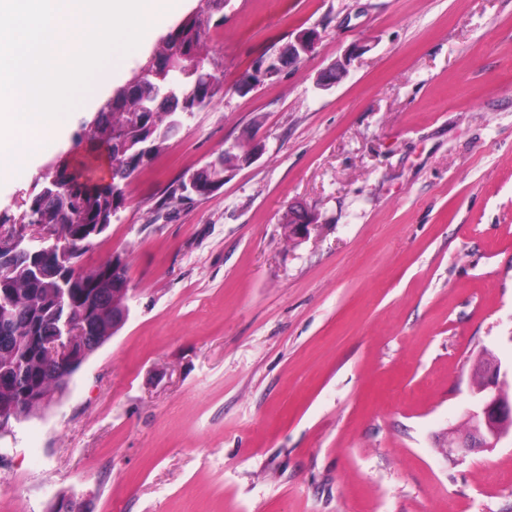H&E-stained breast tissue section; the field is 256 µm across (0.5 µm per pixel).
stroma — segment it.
Returning <instances> with one entry per match:
<instances>
[{
    "label": "stroma",
    "instance_id": "1",
    "mask_svg": "<svg viewBox=\"0 0 512 512\" xmlns=\"http://www.w3.org/2000/svg\"><path fill=\"white\" fill-rule=\"evenodd\" d=\"M206 46L223 94L81 259L124 258L131 314L0 435V512H512L511 439L445 454L481 352L512 370V0H228ZM90 123L0 182V213L50 168L107 182ZM250 137L212 195L171 197ZM318 40V33L313 29L300 31L293 41L288 42L279 52L278 57L269 61L263 68L260 66V73L267 75V70L271 72L282 69L283 63L288 62V67L294 65L302 59V55L309 54ZM314 215L301 205H291L288 209V237L302 241L309 235L310 228L315 224Z\"/></svg>",
    "mask_w": 512,
    "mask_h": 512
}]
</instances>
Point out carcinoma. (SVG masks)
<instances>
[{"instance_id": "carcinoma-1", "label": "carcinoma", "mask_w": 512, "mask_h": 512, "mask_svg": "<svg viewBox=\"0 0 512 512\" xmlns=\"http://www.w3.org/2000/svg\"><path fill=\"white\" fill-rule=\"evenodd\" d=\"M225 0H202L184 16L139 68L165 75L162 84L183 106L145 111L136 89H117L91 124V140L105 148L112 165L123 167L106 186L90 187L81 175L57 168L43 177L42 189L23 200L19 217L0 215V227L26 224L33 212L50 226L59 252L50 258L25 250V242L8 234L0 242V415L16 422L29 417L64 389L73 373L59 354L68 344L77 350L92 337L112 336L126 292L127 267L115 255L85 269L80 258L125 206V183L141 168L136 155L140 137H150L162 153L193 100L209 102L224 93L211 72L204 50L214 15ZM252 152H220L201 170L198 195L208 196L224 184L226 167Z\"/></svg>"}]
</instances>
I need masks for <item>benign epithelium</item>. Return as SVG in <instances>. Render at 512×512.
Here are the masks:
<instances>
[{"label": "benign epithelium", "mask_w": 512, "mask_h": 512, "mask_svg": "<svg viewBox=\"0 0 512 512\" xmlns=\"http://www.w3.org/2000/svg\"><path fill=\"white\" fill-rule=\"evenodd\" d=\"M318 33L313 29L300 31L294 40L288 42L278 57L260 68L261 74L283 68V64L293 65L314 48ZM132 84L140 87L144 106L148 110L167 103L168 93L164 86L156 83L147 72L139 73ZM315 224L314 215L301 205H292L288 209V237L302 241L309 235ZM473 387L480 395L479 400L466 413L467 432L457 440L455 447L447 453L467 454L479 451H491L508 435L512 434V397L505 390L506 380L501 378V363L492 354L486 352L478 358Z\"/></svg>", "instance_id": "obj_1"}]
</instances>
